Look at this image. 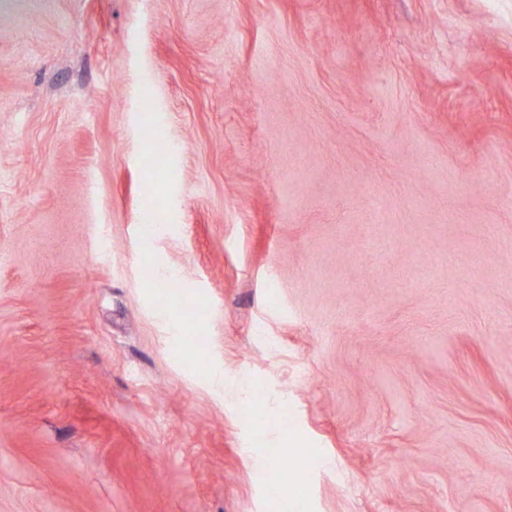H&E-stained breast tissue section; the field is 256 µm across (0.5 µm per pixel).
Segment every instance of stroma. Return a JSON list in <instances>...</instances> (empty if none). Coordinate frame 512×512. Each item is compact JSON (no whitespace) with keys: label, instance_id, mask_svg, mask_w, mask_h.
I'll return each mask as SVG.
<instances>
[{"label":"stroma","instance_id":"stroma-1","mask_svg":"<svg viewBox=\"0 0 512 512\" xmlns=\"http://www.w3.org/2000/svg\"><path fill=\"white\" fill-rule=\"evenodd\" d=\"M295 501L512 512V0H0V512Z\"/></svg>","mask_w":512,"mask_h":512}]
</instances>
